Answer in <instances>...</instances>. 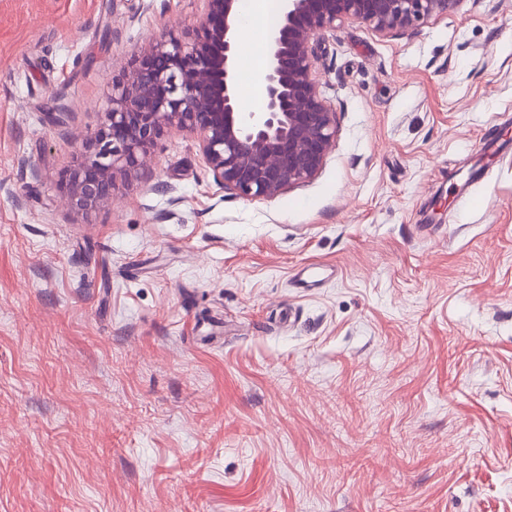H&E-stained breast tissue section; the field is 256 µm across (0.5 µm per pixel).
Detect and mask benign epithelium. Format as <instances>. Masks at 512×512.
Listing matches in <instances>:
<instances>
[{"mask_svg":"<svg viewBox=\"0 0 512 512\" xmlns=\"http://www.w3.org/2000/svg\"><path fill=\"white\" fill-rule=\"evenodd\" d=\"M203 2L192 30L152 43L112 84L99 127L61 179L73 208L96 210L118 182L148 173L172 127L197 136L214 179L242 198L272 199L311 181L336 133L317 80L318 38L345 20L382 35L409 30L462 0H279L257 111L244 108L237 81L241 0Z\"/></svg>","mask_w":512,"mask_h":512,"instance_id":"1","label":"benign epithelium"}]
</instances>
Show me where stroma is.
I'll use <instances>...</instances> for the list:
<instances>
[{
	"label": "stroma",
	"instance_id": "obj_1",
	"mask_svg": "<svg viewBox=\"0 0 512 512\" xmlns=\"http://www.w3.org/2000/svg\"><path fill=\"white\" fill-rule=\"evenodd\" d=\"M202 9L0 0V512H512V0L326 33L308 183L241 198L174 129L76 211L113 78Z\"/></svg>",
	"mask_w": 512,
	"mask_h": 512
}]
</instances>
